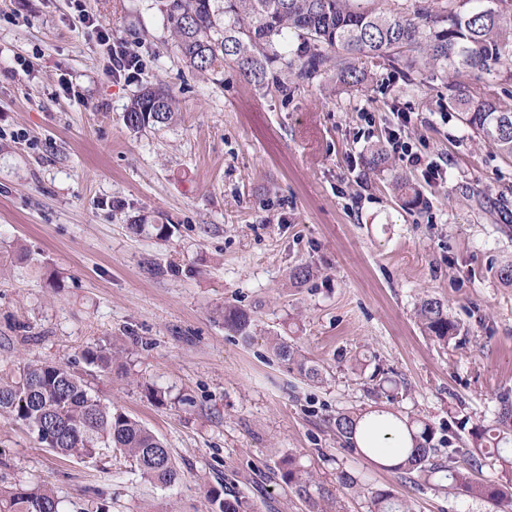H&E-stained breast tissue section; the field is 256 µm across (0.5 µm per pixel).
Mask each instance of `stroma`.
Segmentation results:
<instances>
[{
	"label": "stroma",
	"instance_id": "obj_1",
	"mask_svg": "<svg viewBox=\"0 0 512 512\" xmlns=\"http://www.w3.org/2000/svg\"><path fill=\"white\" fill-rule=\"evenodd\" d=\"M98 27L140 57L136 78L111 76ZM357 67L358 88L329 75L283 95L231 65L218 81L186 66L156 0H83L79 11L0 0V374L52 362L84 375L180 472L155 486L112 449L64 457L0 420V484L48 485L61 512H208V485L257 512H324L329 498L370 512L368 492L340 485L343 468L413 512H491L400 479L336 435V413L378 408L367 390L378 367L407 386L391 411L425 417L439 438L452 422L494 425L512 396V285L500 278L512 217L490 220L472 200L512 201V165L456 113L440 118L441 82L376 57ZM148 85L170 88L180 110L135 133L123 114ZM397 106L419 115L407 141L448 162L442 185L408 171L418 209L363 161L385 133L360 136L359 110ZM298 266L305 280L292 278ZM427 296L461 328L448 346L417 324ZM228 305L251 313V341L225 330ZM272 336L322 381L277 360ZM90 347L114 352L109 369L86 364ZM287 455L312 475L308 493L284 478Z\"/></svg>",
	"mask_w": 512,
	"mask_h": 512
}]
</instances>
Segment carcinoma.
<instances>
[{
    "instance_id": "carcinoma-1",
    "label": "carcinoma",
    "mask_w": 512,
    "mask_h": 512,
    "mask_svg": "<svg viewBox=\"0 0 512 512\" xmlns=\"http://www.w3.org/2000/svg\"><path fill=\"white\" fill-rule=\"evenodd\" d=\"M179 58L201 74L216 75L234 65L258 87L288 86L315 80L328 71L355 87L364 80L355 60L376 56L387 65L441 81L448 90V108L484 143L512 161V91L489 100L457 82L464 70L490 72L512 65V0H158ZM179 111L175 95L163 87H145L130 102L123 118L139 132L173 120ZM391 184L401 204L417 206L420 192L410 177L391 171ZM416 318L425 336L446 346L460 334L448 307L436 298L423 299ZM224 327L251 340L252 318L237 306H224ZM273 355L312 381L321 369L282 339L270 341ZM88 364L109 367L104 350L84 352ZM405 383L382 377L371 388L376 397L396 399ZM363 413L336 414L334 426L343 445L362 452L356 433ZM0 418L24 424L48 449L83 460L111 448L131 461L143 478L171 486L179 473L164 442L135 418L107 406L90 394L80 375L51 363L28 364L15 377L0 375ZM410 443L397 450L392 469L401 478L434 491L465 494L498 507L512 501V482H477L470 472L486 465L512 475V401L500 398L496 425L474 424L469 439L456 446L435 440L432 425L419 416H398ZM288 483L302 492L310 473L293 457L283 460ZM212 512H248L243 496L207 487ZM371 512H411L410 506L386 490L371 496ZM0 512H60L53 490L43 484L0 485Z\"/></svg>"
}]
</instances>
